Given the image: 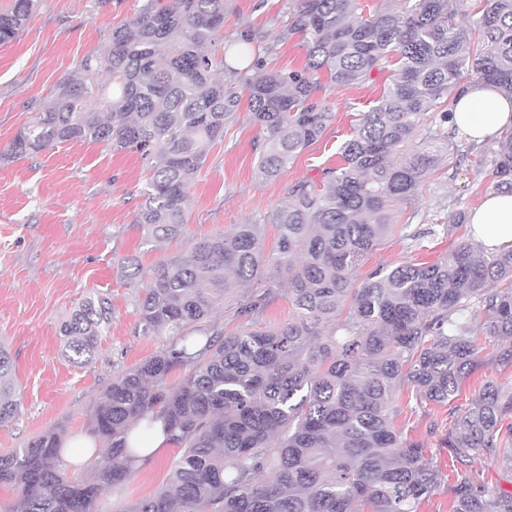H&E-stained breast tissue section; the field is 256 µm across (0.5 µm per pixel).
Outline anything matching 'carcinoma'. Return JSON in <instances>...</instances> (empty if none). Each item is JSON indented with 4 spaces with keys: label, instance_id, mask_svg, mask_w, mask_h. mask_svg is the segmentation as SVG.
<instances>
[{
    "label": "carcinoma",
    "instance_id": "cac0c4a2",
    "mask_svg": "<svg viewBox=\"0 0 512 512\" xmlns=\"http://www.w3.org/2000/svg\"><path fill=\"white\" fill-rule=\"evenodd\" d=\"M34 2L0 12V44L18 36ZM224 2L144 0L6 156L87 141L140 154L151 176L136 223L156 242L184 234L188 190L237 119L239 86L264 134L256 174L271 179L333 123L326 87L359 85L390 66L393 75L336 166L296 183L269 214L275 252L264 255L265 225L238 224L149 270L128 262L126 278L142 287L139 332L171 336V346L99 393L90 424L99 447L82 452L104 463L87 465L83 478L66 473L53 432L0 455V485L17 491L11 512H95L99 498L121 496L137 472L130 435L159 418L179 457L165 484L121 512H417L442 473L393 425L398 393L446 405L479 364V337L512 338V245L488 254L464 242L432 265L359 274L393 207L454 145L450 117L465 80L512 99V0H479L475 44L458 23V0H379L367 15L360 0H294L283 39L299 35L306 60L288 71H269L260 57L239 70L210 50L224 38ZM483 162L494 188L512 193V131L488 144ZM272 271L286 276L291 314L279 328L255 329ZM235 284L248 288L233 313L241 330L226 334L213 317ZM111 320L108 300L88 293L60 324L65 356L91 363ZM347 327L359 333L339 337ZM175 368L187 373L170 384ZM12 370L1 343L0 426L20 411ZM509 419L512 390L494 382L458 413L446 438L449 512H512V492L489 490L475 467L492 455L512 472Z\"/></svg>",
    "mask_w": 512,
    "mask_h": 512
}]
</instances>
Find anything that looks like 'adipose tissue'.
<instances>
[{
    "instance_id": "1",
    "label": "adipose tissue",
    "mask_w": 512,
    "mask_h": 512,
    "mask_svg": "<svg viewBox=\"0 0 512 512\" xmlns=\"http://www.w3.org/2000/svg\"><path fill=\"white\" fill-rule=\"evenodd\" d=\"M452 121L470 140L480 143L512 126V101L478 80L458 97ZM470 222L487 248L512 244V193L489 194L471 214Z\"/></svg>"
}]
</instances>
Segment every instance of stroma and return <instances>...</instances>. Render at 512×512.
Here are the masks:
<instances>
[{"label": "stroma", "instance_id": "obj_1", "mask_svg": "<svg viewBox=\"0 0 512 512\" xmlns=\"http://www.w3.org/2000/svg\"><path fill=\"white\" fill-rule=\"evenodd\" d=\"M137 6V0H36L22 32L0 45V342L10 350L21 397L18 418L0 426V455L49 430L64 438L89 435L98 393L123 371L168 347V337L145 336L136 327L137 290L123 272L128 260L150 268L239 224L264 225L265 249L273 251L278 230L267 223L268 214L287 200L297 182L335 166L360 113L390 80L389 71H375L364 84L327 90L324 102L336 114L334 124L270 180L255 174V146L263 133L248 110H240L189 189L185 234L146 244L135 214L150 173L139 154L71 143L28 158L5 155L60 83L79 75L83 56L106 44L113 27L130 20ZM289 21L288 0H226L223 46L233 50L240 35L250 32L251 47L268 68H299L305 62L301 40L280 37ZM482 150L458 136L456 148L444 153L414 200L396 206L363 272L409 261L432 264L473 239L470 224L456 217L471 215L493 191L478 167ZM416 232L422 235L420 245L408 249L407 237ZM92 291L111 301L112 322L93 362L78 365L64 356L58 328ZM481 347L483 367L453 402L420 405L406 389L396 402L395 425L407 441L430 449L443 470L449 465L445 439L456 410L470 403L485 382L512 389V367L497 365L496 344L485 341ZM177 452L170 444L161 448L122 496L99 499L96 512H121L152 494L166 482Z\"/></svg>", "mask_w": 512, "mask_h": 512}]
</instances>
